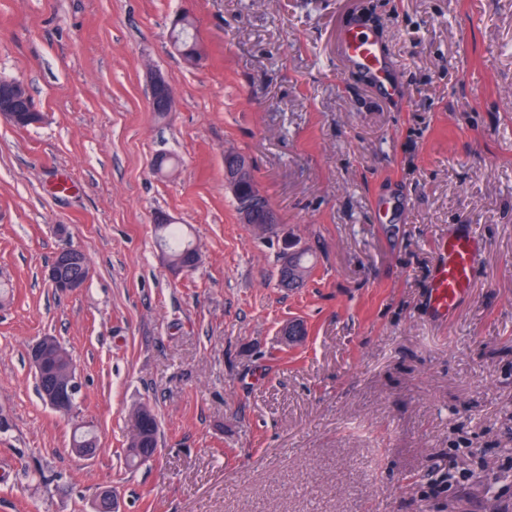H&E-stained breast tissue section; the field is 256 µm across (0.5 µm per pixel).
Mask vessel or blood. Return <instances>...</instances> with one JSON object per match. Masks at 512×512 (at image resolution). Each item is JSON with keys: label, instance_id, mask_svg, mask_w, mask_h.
Wrapping results in <instances>:
<instances>
[{"label": "vessel or blood", "instance_id": "1", "mask_svg": "<svg viewBox=\"0 0 512 512\" xmlns=\"http://www.w3.org/2000/svg\"><path fill=\"white\" fill-rule=\"evenodd\" d=\"M342 49L353 70L365 76L396 105H404V94L391 78L384 45L374 33L360 25L352 26L343 36ZM482 249V239L466 224L440 242L438 260L429 281L428 304L432 317L451 319L469 296L476 279V260Z\"/></svg>", "mask_w": 512, "mask_h": 512}]
</instances>
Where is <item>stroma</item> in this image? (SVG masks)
Returning a JSON list of instances; mask_svg holds the SVG:
<instances>
[{"label": "stroma", "instance_id": "stroma-1", "mask_svg": "<svg viewBox=\"0 0 512 512\" xmlns=\"http://www.w3.org/2000/svg\"><path fill=\"white\" fill-rule=\"evenodd\" d=\"M184 9L196 68L170 46ZM355 24L389 47L405 109L348 68ZM1 78L44 121L0 123V512H92L107 487L121 512H512V0H0ZM228 151L312 251L302 286L241 223ZM159 216L194 270L162 264ZM459 224L485 248L441 322L425 284ZM68 247L90 261L75 294L44 275ZM46 336L77 368L67 414L35 391ZM143 405L161 439L130 468ZM151 108L153 112L166 115L173 112L176 101L168 78L156 73L151 78ZM160 223L161 224H157L156 231L158 232V239L162 250H164L169 257H177L184 254L191 243L185 240L179 225L174 224V220L170 217L163 219ZM200 260L201 254L198 248H194L184 254L177 265L169 264L167 256H162L163 263L167 266L169 271L175 275L191 271Z\"/></svg>", "mask_w": 512, "mask_h": 512}]
</instances>
